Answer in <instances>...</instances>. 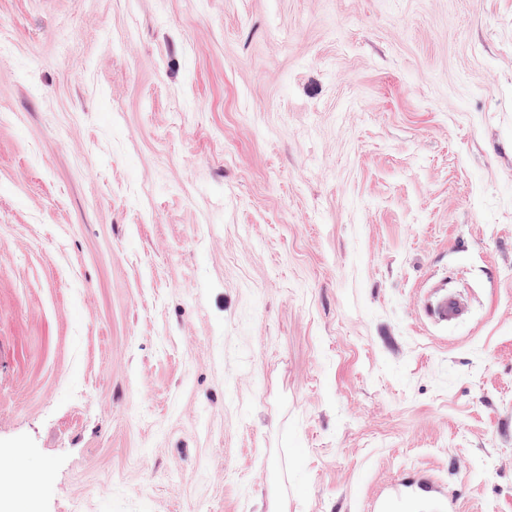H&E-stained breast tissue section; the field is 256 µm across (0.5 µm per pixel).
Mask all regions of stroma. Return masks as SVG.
Here are the masks:
<instances>
[{"label":"stroma","mask_w":512,"mask_h":512,"mask_svg":"<svg viewBox=\"0 0 512 512\" xmlns=\"http://www.w3.org/2000/svg\"><path fill=\"white\" fill-rule=\"evenodd\" d=\"M0 468L512 512V0H0ZM425 303V313L433 321L448 324L459 319L464 313V303L454 292L448 291V282L444 279L434 287Z\"/></svg>","instance_id":"1"}]
</instances>
